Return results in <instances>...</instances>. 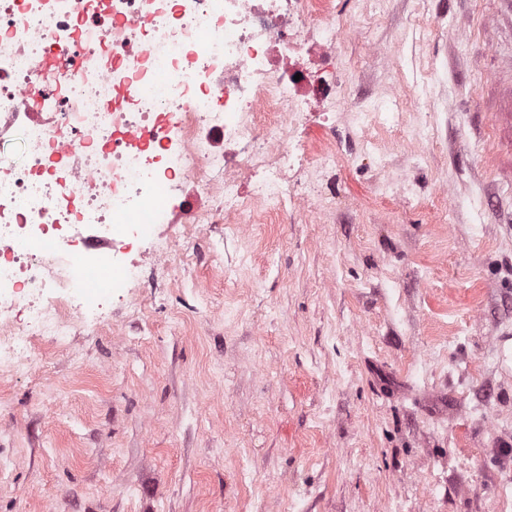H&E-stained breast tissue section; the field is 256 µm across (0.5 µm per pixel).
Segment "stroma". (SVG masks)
Here are the masks:
<instances>
[{
  "label": "stroma",
  "mask_w": 512,
  "mask_h": 512,
  "mask_svg": "<svg viewBox=\"0 0 512 512\" xmlns=\"http://www.w3.org/2000/svg\"><path fill=\"white\" fill-rule=\"evenodd\" d=\"M331 4L348 93L295 134L336 155L309 206L209 225L0 374V512H512V13Z\"/></svg>",
  "instance_id": "35a3bbf8"
}]
</instances>
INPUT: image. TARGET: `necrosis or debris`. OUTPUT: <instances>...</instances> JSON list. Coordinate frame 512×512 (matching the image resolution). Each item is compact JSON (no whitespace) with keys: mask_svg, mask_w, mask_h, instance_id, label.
Listing matches in <instances>:
<instances>
[{"mask_svg":"<svg viewBox=\"0 0 512 512\" xmlns=\"http://www.w3.org/2000/svg\"><path fill=\"white\" fill-rule=\"evenodd\" d=\"M322 0H0V372L36 344L101 325L137 287L130 249L184 210L186 229L306 205L293 133L340 111L347 31ZM307 59L305 86L291 69ZM118 105H111L114 93ZM186 229L153 241L168 268Z\"/></svg>","mask_w":512,"mask_h":512,"instance_id":"obj_1","label":"necrosis or debris"}]
</instances>
